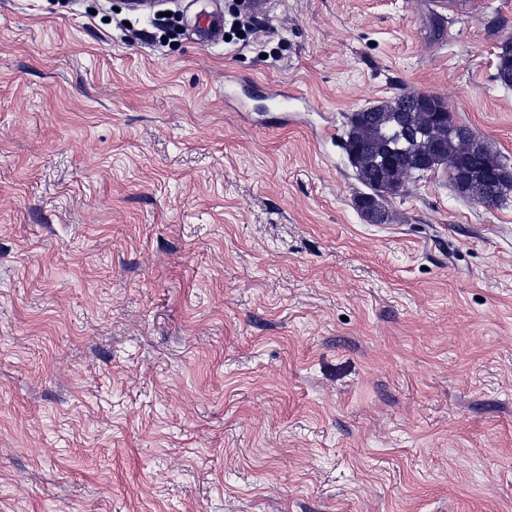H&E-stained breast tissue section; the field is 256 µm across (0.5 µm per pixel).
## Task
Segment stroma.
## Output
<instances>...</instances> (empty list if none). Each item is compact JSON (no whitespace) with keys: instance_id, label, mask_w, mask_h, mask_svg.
Returning <instances> with one entry per match:
<instances>
[{"instance_id":"obj_1","label":"stroma","mask_w":512,"mask_h":512,"mask_svg":"<svg viewBox=\"0 0 512 512\" xmlns=\"http://www.w3.org/2000/svg\"><path fill=\"white\" fill-rule=\"evenodd\" d=\"M126 2L0 0V512H512V198L372 224L339 145L422 91L512 167V0ZM497 55L495 79L501 85L512 87V42H505Z\"/></svg>"}]
</instances>
